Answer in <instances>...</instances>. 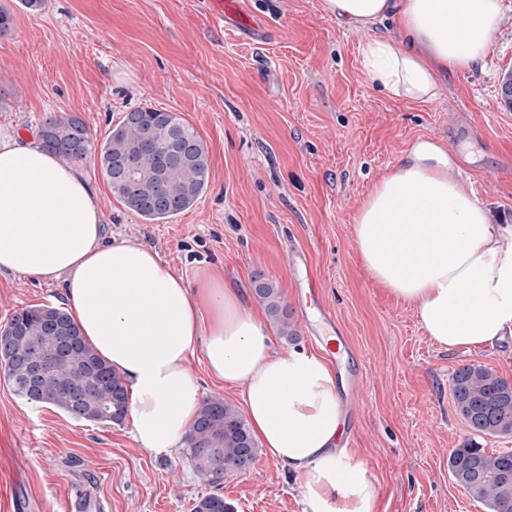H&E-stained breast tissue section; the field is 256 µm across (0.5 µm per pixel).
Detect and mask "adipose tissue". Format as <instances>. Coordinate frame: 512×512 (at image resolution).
I'll list each match as a JSON object with an SVG mask.
<instances>
[{
	"instance_id": "1",
	"label": "adipose tissue",
	"mask_w": 512,
	"mask_h": 512,
	"mask_svg": "<svg viewBox=\"0 0 512 512\" xmlns=\"http://www.w3.org/2000/svg\"><path fill=\"white\" fill-rule=\"evenodd\" d=\"M338 22L392 20L364 67L390 96L429 101L441 74L485 60L502 0H325ZM353 222L373 280L455 350L512 339V224L493 223L459 177L458 151L420 140L368 192ZM0 270L61 283L85 341L125 378L132 435L174 455L194 424L200 389L188 361L243 389L268 455L302 482L304 512H376L372 485L337 439L336 373L304 349L272 354L264 324L222 276L186 283L151 248L105 240L98 193L36 139L0 132Z\"/></svg>"
}]
</instances>
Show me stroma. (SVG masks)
Here are the masks:
<instances>
[{
	"label": "stroma",
	"instance_id": "obj_1",
	"mask_svg": "<svg viewBox=\"0 0 512 512\" xmlns=\"http://www.w3.org/2000/svg\"><path fill=\"white\" fill-rule=\"evenodd\" d=\"M10 5L0 34V129L35 134L52 113L79 115L101 141L124 113L164 108L191 124L208 150L206 192L188 211L148 224L112 193L95 159L84 162L99 193L107 238L155 250L174 272L223 270L264 316L272 353L315 351L288 267L307 252L353 349L338 364L357 374L349 451L373 486L377 512H488L451 480L453 449L478 439L487 452L512 435L475 437L451 396L463 365L512 382V348L448 351L414 312L368 273L353 217L368 191L419 140L459 151V177L493 221L512 223V110L500 98L512 71V0L484 64L442 76L436 97L389 96L365 72L360 49L392 23L336 22L324 0H246L261 21L214 23L205 0H45ZM277 289L297 330L283 336L254 294L255 275ZM64 306L58 284L0 271V327L21 307ZM89 484L110 512H191L198 496L232 512H303L301 481L266 451L252 466L205 483L187 451L156 455L130 422L71 419L17 396L0 372V512H62L75 484Z\"/></svg>",
	"mask_w": 512,
	"mask_h": 512
}]
</instances>
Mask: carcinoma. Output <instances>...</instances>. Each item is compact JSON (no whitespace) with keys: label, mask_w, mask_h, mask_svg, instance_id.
Returning a JSON list of instances; mask_svg holds the SVG:
<instances>
[{"label":"carcinoma","mask_w":512,"mask_h":512,"mask_svg":"<svg viewBox=\"0 0 512 512\" xmlns=\"http://www.w3.org/2000/svg\"><path fill=\"white\" fill-rule=\"evenodd\" d=\"M42 145L57 159L77 163L92 156L108 178L112 193L148 224L169 220L192 208L209 182L205 143L197 131L173 112L149 106L125 113L103 141L92 142L87 126L74 114L50 115L37 130ZM254 293L282 335L296 330L291 313L273 284L260 275ZM64 327L74 346L47 368L44 380L30 387L31 356L59 349L53 325ZM13 333L11 354L0 353V366L14 392L34 404L58 408L69 417L96 425H120L129 411L123 376L86 343L69 313L50 305L18 309L4 332ZM455 410L478 436L512 434V383L493 369L477 364L460 367L452 377ZM184 443L197 461L202 479L214 484L256 459L258 446L247 421L232 405L209 398L200 406ZM453 481L489 512H512V450L489 453L476 442L454 449L448 458ZM192 512H230L224 498L204 495Z\"/></svg>","instance_id":"cac0c4a2"}]
</instances>
